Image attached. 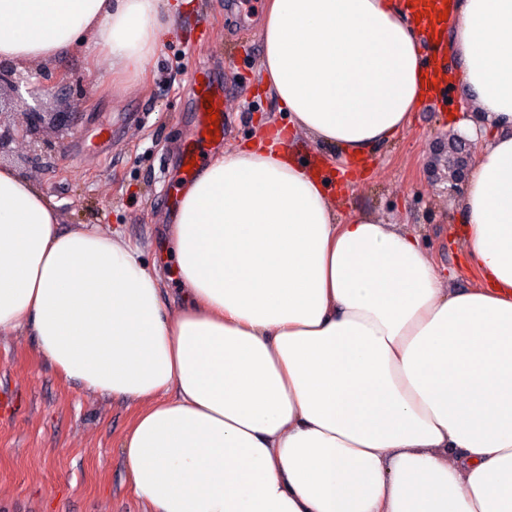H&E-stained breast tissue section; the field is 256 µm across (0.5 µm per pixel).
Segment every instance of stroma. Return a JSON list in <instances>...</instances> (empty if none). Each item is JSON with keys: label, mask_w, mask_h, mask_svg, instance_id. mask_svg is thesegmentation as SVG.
<instances>
[{"label": "stroma", "mask_w": 512, "mask_h": 512, "mask_svg": "<svg viewBox=\"0 0 512 512\" xmlns=\"http://www.w3.org/2000/svg\"><path fill=\"white\" fill-rule=\"evenodd\" d=\"M262 10L241 20L237 0H194L175 14L154 54L135 75L112 71L85 40L59 62L36 67L48 86V112H69L60 147L43 164L24 168L56 204L64 225L90 224L159 260L176 214L167 202L181 185V148L195 132L188 93L191 69L205 65L231 90L224 99V145L286 123L263 83ZM484 119L456 86L444 102H424L394 139L367 158L333 163L335 147L305 133L288 145L311 155L322 172L342 169L336 209L341 219L372 215L418 237L447 284L469 288L459 194L448 159L462 132L456 115ZM115 139L102 137L103 129ZM0 512H142L129 484L121 440L136 404L87 392L38 355L31 337L0 334Z\"/></svg>", "instance_id": "stroma-1"}]
</instances>
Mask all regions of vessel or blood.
Here are the masks:
<instances>
[{
	"mask_svg": "<svg viewBox=\"0 0 512 512\" xmlns=\"http://www.w3.org/2000/svg\"><path fill=\"white\" fill-rule=\"evenodd\" d=\"M408 14H420L416 30L421 41L433 46L445 34L448 24L438 18L445 9L443 0H404ZM227 87L216 81L208 69L197 66L191 71L189 96L196 113V133L182 148L181 162L187 167L185 181L195 180L201 173L200 162L208 140H220L224 135L223 125H211L210 112H223Z\"/></svg>",
	"mask_w": 512,
	"mask_h": 512,
	"instance_id": "obj_1",
	"label": "vessel or blood"
}]
</instances>
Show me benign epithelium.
<instances>
[{
	"mask_svg": "<svg viewBox=\"0 0 512 512\" xmlns=\"http://www.w3.org/2000/svg\"><path fill=\"white\" fill-rule=\"evenodd\" d=\"M26 78L18 73L12 64H0V164L8 162L11 145L25 141L30 144V153L26 163L30 166L42 160L51 145L40 139L39 133L46 126L63 129L69 126L71 113L69 112H43L41 111V94L45 86L39 84L27 88L28 94L36 102L34 106H27L21 112L14 111L15 97L19 96L20 85ZM473 143L465 138L458 139V156L453 170L452 186L463 184L468 175L471 148Z\"/></svg>",
	"mask_w": 512,
	"mask_h": 512,
	"instance_id": "obj_1",
	"label": "benign epithelium"
}]
</instances>
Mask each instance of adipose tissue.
Returning a JSON list of instances; mask_svg holds the SVG:
<instances>
[{
  "mask_svg": "<svg viewBox=\"0 0 512 512\" xmlns=\"http://www.w3.org/2000/svg\"><path fill=\"white\" fill-rule=\"evenodd\" d=\"M168 0H0V60L76 39L132 72ZM452 81L485 114L460 196L482 280L333 196L272 129L216 156L169 231L183 284L120 236L64 226L0 166V333L137 404L121 449L146 512H512V0H459ZM262 73L294 129L360 158L429 98L398 0H271Z\"/></svg>",
  "mask_w": 512,
  "mask_h": 512,
  "instance_id": "obj_1",
  "label": "adipose tissue"
}]
</instances>
